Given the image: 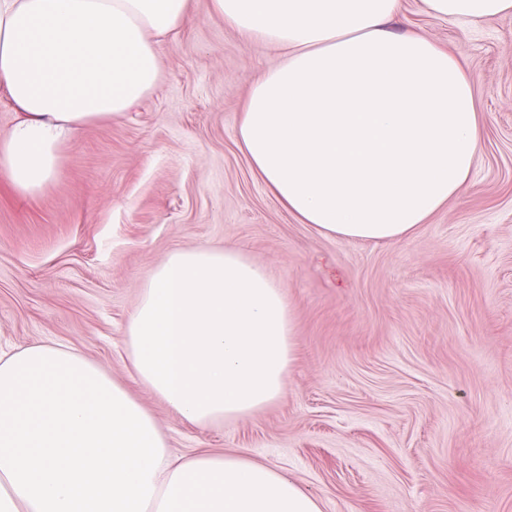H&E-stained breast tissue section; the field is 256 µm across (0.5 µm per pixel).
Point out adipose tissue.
Returning <instances> with one entry per match:
<instances>
[{
	"label": "adipose tissue",
	"mask_w": 512,
	"mask_h": 512,
	"mask_svg": "<svg viewBox=\"0 0 512 512\" xmlns=\"http://www.w3.org/2000/svg\"><path fill=\"white\" fill-rule=\"evenodd\" d=\"M437 18L512 16V0H422ZM282 53L254 83L237 139L298 223L397 241L459 197L482 146L459 57L395 32L402 0H210ZM193 0H0V91L17 120L0 174L21 195L56 177L75 130L132 111L158 44ZM138 379L193 424L248 417L282 395L293 316L262 263L235 248L170 253L125 329ZM0 512H323L287 471L240 454L171 456L153 415L63 343L0 351Z\"/></svg>",
	"instance_id": "obj_1"
}]
</instances>
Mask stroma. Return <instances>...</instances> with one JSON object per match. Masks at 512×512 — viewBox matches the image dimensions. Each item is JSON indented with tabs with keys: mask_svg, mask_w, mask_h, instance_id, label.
Instances as JSON below:
<instances>
[{
	"mask_svg": "<svg viewBox=\"0 0 512 512\" xmlns=\"http://www.w3.org/2000/svg\"><path fill=\"white\" fill-rule=\"evenodd\" d=\"M404 10L473 76L485 131L459 199L395 242L297 223L237 145L242 103L280 56L196 0L137 109L80 128L36 196L0 176V349L70 345L154 415L173 454L283 468L323 512H512V17ZM199 245L261 262L296 339L278 401L208 425L142 384L124 344L155 267Z\"/></svg>",
	"mask_w": 512,
	"mask_h": 512,
	"instance_id": "1",
	"label": "stroma"
}]
</instances>
